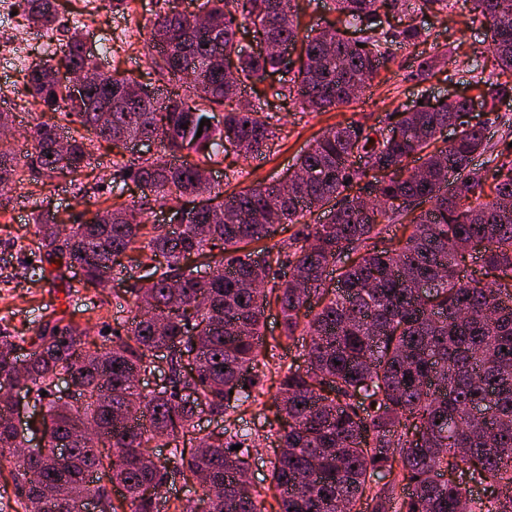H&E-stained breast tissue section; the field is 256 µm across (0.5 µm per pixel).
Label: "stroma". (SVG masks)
Segmentation results:
<instances>
[{"instance_id":"stroma-1","label":"stroma","mask_w":512,"mask_h":512,"mask_svg":"<svg viewBox=\"0 0 512 512\" xmlns=\"http://www.w3.org/2000/svg\"><path fill=\"white\" fill-rule=\"evenodd\" d=\"M163 8L164 0H125L119 8L108 5L107 0H65L54 30L62 42L73 29H81L86 49L97 55L103 66L154 88L160 80L148 57L150 22ZM423 25L425 33L418 46L393 44L390 61L353 106L321 113L300 112L293 104L272 96L271 89L280 79L276 72L262 88L246 92L255 111L275 116L279 139L270 153L247 161L235 151L224 152L219 163L210 167L214 183L229 192L258 181L282 180L309 141L326 128L354 122L385 129L387 114L413 107L425 89L439 98L473 95L470 61L474 58L485 75L497 72V61L486 48L485 28L475 19L469 0H456L452 12L424 19ZM441 52L453 58V66H435L425 81H418L415 74L419 62ZM25 85V70L0 63V112L9 113L12 120L14 136L9 143L13 146L23 141L27 128L42 119L40 109L29 104ZM156 150V145L149 142L121 152L110 142H98L96 161L85 169L80 188L61 179L36 183L27 167L17 169L19 187L0 194V330L28 336L40 323L62 318L88 326L92 341L98 343L107 338L109 331L117 330L118 320L130 314L125 288L140 277L139 269H124L111 290L100 292L90 287L71 296L60 281L28 278L25 267L31 252L22 248L21 239L33 235L31 216L46 201L65 224L81 223L90 211L112 199L116 188L112 163L117 157L130 162L150 157Z\"/></svg>"}]
</instances>
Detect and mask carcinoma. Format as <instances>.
<instances>
[{"label": "carcinoma", "mask_w": 512, "mask_h": 512, "mask_svg": "<svg viewBox=\"0 0 512 512\" xmlns=\"http://www.w3.org/2000/svg\"><path fill=\"white\" fill-rule=\"evenodd\" d=\"M22 2L29 27L53 26L55 0ZM471 2L500 67L494 78L474 76L484 110L494 112L512 96V0ZM165 4L150 35L164 99L115 74L71 96L60 70L96 63L78 31L56 47L55 64L28 68L35 102L86 131L62 153L57 124L31 127L23 159L35 177L82 172L98 140L156 141V156L129 169L116 162L114 175L175 203L186 223L147 235L136 208L118 202L68 228L49 208L32 216L40 265L29 277L50 275L70 289L65 273L77 268L80 287L105 291L124 258L145 276L125 290L133 312L125 335L106 344L88 343L87 329L62 319L30 336L0 332V459L14 457L22 512H81L67 508L79 495L96 512H118L110 484L123 490L125 512H160L178 479L201 494L175 512H264L261 493L240 481L257 433L198 429L203 415L252 408L275 410L278 424L269 430L272 512H512V151L471 167L488 143L469 101L427 98L391 112L394 135L382 139L357 125L332 127L298 158L302 176L286 186L260 182L226 196L204 178L206 160L225 144L247 159L276 138L272 117L245 107L236 83L254 87L283 71L274 95L301 111L349 106L393 43L415 46L423 36L413 22L393 32L385 18L444 15L452 0H336L339 16L302 38L296 0H203L215 24L201 27L180 0ZM346 29L361 36L351 40ZM248 39L268 49L247 51ZM284 44L295 51L287 63ZM208 105L224 108L222 127L200 125ZM449 127L453 138L437 146ZM17 165L0 150L1 188ZM489 180L494 196L484 201ZM328 204L325 222L306 221ZM384 219L410 234L384 237ZM286 224L304 229L264 244ZM477 247L482 277L468 280L462 266ZM214 250L223 257L200 281L187 261ZM290 257L298 285L283 278ZM418 284L427 286L423 299ZM272 302L280 334L267 338ZM298 336L306 366L280 365L277 392L263 400L261 359ZM161 369L167 385L144 394L139 379ZM19 382L40 407L29 439L12 426ZM471 481L490 497L468 496Z\"/></svg>", "instance_id": "cac0c4a2"}]
</instances>
